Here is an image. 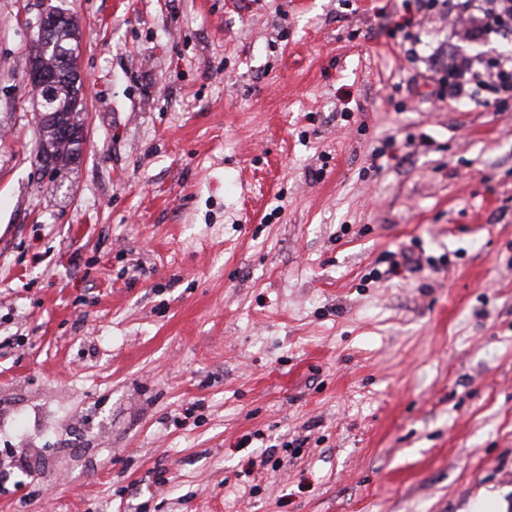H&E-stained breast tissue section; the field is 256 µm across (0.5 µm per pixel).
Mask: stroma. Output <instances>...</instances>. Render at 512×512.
<instances>
[{"mask_svg": "<svg viewBox=\"0 0 512 512\" xmlns=\"http://www.w3.org/2000/svg\"><path fill=\"white\" fill-rule=\"evenodd\" d=\"M484 7L0 0V512H512V97L434 81ZM58 19L49 9L43 10L38 16L36 27L37 36L44 40L48 32ZM80 28L77 20L70 15L64 16L48 38L50 42H34L31 47L27 70L32 72L60 68L57 47L65 48L70 52L71 71L66 73L57 83L54 93L52 89L59 78L58 73H43L32 76L26 74V84L36 85L46 98L51 97L47 106L42 102L41 120L39 121V139L36 159L41 169L49 168L55 171L76 162L81 154L83 143V94L81 93L82 79L79 77L77 50L80 42ZM62 130L69 131V138L65 139Z\"/></svg>", "mask_w": 512, "mask_h": 512, "instance_id": "stroma-1", "label": "stroma"}]
</instances>
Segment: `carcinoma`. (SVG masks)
<instances>
[{
    "mask_svg": "<svg viewBox=\"0 0 512 512\" xmlns=\"http://www.w3.org/2000/svg\"><path fill=\"white\" fill-rule=\"evenodd\" d=\"M79 42V24L74 17L66 15L50 31L49 41L34 43L29 53L27 69L37 72L60 67L57 48L62 47L70 52L69 77L59 80L51 101L42 106L36 154L42 169L55 171L76 162L81 154L83 94L78 69Z\"/></svg>",
    "mask_w": 512,
    "mask_h": 512,
    "instance_id": "carcinoma-1",
    "label": "carcinoma"
}]
</instances>
